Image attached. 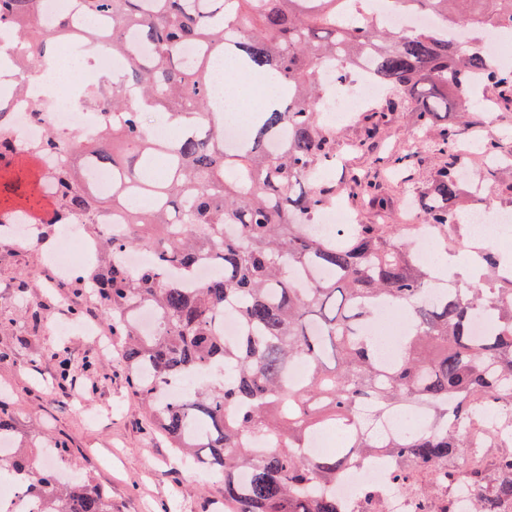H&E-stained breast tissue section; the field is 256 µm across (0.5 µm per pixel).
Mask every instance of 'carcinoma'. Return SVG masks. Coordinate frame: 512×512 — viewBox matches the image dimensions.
<instances>
[{
  "mask_svg": "<svg viewBox=\"0 0 512 512\" xmlns=\"http://www.w3.org/2000/svg\"><path fill=\"white\" fill-rule=\"evenodd\" d=\"M38 2L0 0V28L31 47L32 61L51 46L33 35ZM75 2L93 18L80 28L62 13L56 33L90 44L107 37L124 60L122 75L81 90L100 125L87 137L48 134L42 152L64 150L69 161L41 170L37 180L14 165V116L0 110V169L7 171L0 217L39 207L49 180L57 187L53 223L79 213L100 234L99 265L75 287L90 290L112 322L128 385L169 447L224 483L232 512H347L336 480L377 454L395 460L390 482L411 500V512H504L502 504L512 503V450L499 445L512 446V435H486L483 413L490 406L512 413V275L485 251L484 287L450 280L436 288L439 277L410 247L395 248L382 224L321 236L306 218L336 188L306 174L336 164L335 132L315 108L323 59L338 56L348 68L368 60L376 81L394 92L388 110L407 109L422 129L442 112L465 111L476 76L512 101V70L437 28L385 29L366 15L365 0ZM387 3L443 27L460 25L454 5L477 4L472 28L512 26V0ZM190 46L197 53L191 66L181 57ZM230 55L237 71L276 92L228 147L216 65ZM145 112L165 117L180 136L152 138ZM87 158L112 169V197L86 180ZM460 185L454 160L419 202L424 223L445 236L456 225ZM110 209L124 219L105 235L100 218ZM142 248L151 260L127 266L125 254ZM203 263L216 274L188 286ZM381 304L401 307L408 318L392 363L381 360L368 332ZM228 305L241 325L232 342L218 331ZM144 306L157 317L148 334L136 319ZM296 362L308 367L300 383L288 378ZM413 406L427 414L423 433L378 437L361 424L363 407L384 418ZM327 424L342 430L344 447L306 453L311 435ZM8 469L41 503L39 512H112V497L89 473L62 483L33 448L21 449ZM433 483L445 489L438 502L429 496ZM357 496V512H387L378 487Z\"/></svg>",
  "mask_w": 512,
  "mask_h": 512,
  "instance_id": "carcinoma-1",
  "label": "carcinoma"
}]
</instances>
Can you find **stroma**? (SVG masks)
<instances>
[{
    "label": "stroma",
    "mask_w": 512,
    "mask_h": 512,
    "mask_svg": "<svg viewBox=\"0 0 512 512\" xmlns=\"http://www.w3.org/2000/svg\"><path fill=\"white\" fill-rule=\"evenodd\" d=\"M458 126L457 151L479 142L489 162L473 160L474 181L492 189L497 206L512 210V106L480 110L471 124ZM362 115L336 126V166L320 180L339 186L371 183L386 203L385 221L403 224L408 193L433 188L437 170L450 162L438 151L408 152L418 137H438L439 127H414L410 112H389L372 145L358 147ZM402 158L404 173L393 177L388 159ZM58 238L47 225L20 240L0 235V404L10 408L16 436L30 435L69 448L73 475L91 472L112 495V512H224V489L186 464L155 430L127 383L120 356L99 351L85 327L108 333L93 300L57 280L49 255ZM75 324L69 336L59 326ZM69 358L72 381L57 377L58 357Z\"/></svg>",
    "instance_id": "35a3bbf8"
}]
</instances>
